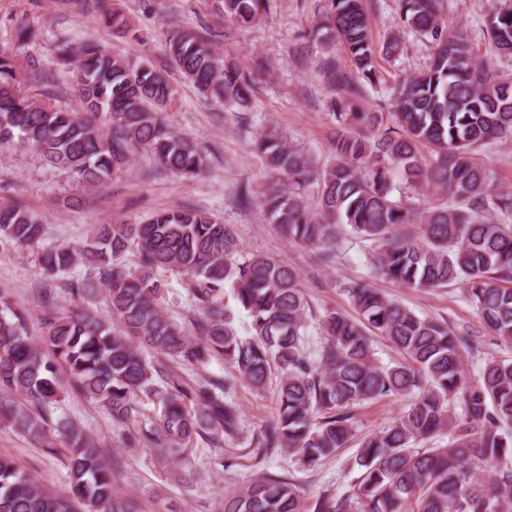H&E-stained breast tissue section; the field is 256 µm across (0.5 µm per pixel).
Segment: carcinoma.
<instances>
[{"instance_id": "obj_1", "label": "carcinoma", "mask_w": 512, "mask_h": 512, "mask_svg": "<svg viewBox=\"0 0 512 512\" xmlns=\"http://www.w3.org/2000/svg\"><path fill=\"white\" fill-rule=\"evenodd\" d=\"M327 2L316 32L339 40L347 54L344 61L324 52L320 61L334 161L318 167L275 131L259 134L253 145L271 172L261 206L288 239L318 248L325 264L336 260L341 236L367 243L369 278L347 286L362 320L326 313L315 361L304 347L307 301L297 272L263 255L241 257L232 225L189 206L158 212L143 224H97L84 245L46 249L41 263L51 278L79 263L98 269V281L72 280L69 288L80 295L104 286L112 322L49 315L39 343L26 332L25 310L0 296V392L24 399L0 409L17 429L43 438L65 368L72 391L108 406L128 446L178 456L203 442L224 449V467L232 468L239 455L224 443L240 425L229 396L233 383L183 372L222 358L257 389L276 377V417L252 454L285 452L308 471L352 440L349 406L411 397L388 429L359 444L355 464L363 473L352 493L322 495L308 505L294 479L266 471L225 496L224 512H512V467L504 464L512 460V359L489 360L472 382L464 371L466 337L386 298L370 282L377 275L408 288L459 284L485 326L512 342V192L489 193L490 172L475 158L483 145L512 139V80L476 60L448 29L446 0H400V25L431 43L432 55L394 87V124L387 126L383 113L366 111L361 100L366 86L384 81L377 56L396 53L399 41L376 44L363 0ZM92 7L113 34L139 38L108 0H93ZM217 8L228 22L246 27L267 15L270 0H217ZM16 34L22 45L41 39L24 17L16 20ZM487 36L492 54L512 56V6L487 22ZM54 54L76 70L81 108L56 103L55 69L24 64L17 52L1 48L0 146L16 141L91 188L141 150L179 177L205 172L199 145L166 122L175 94L168 72L92 41L59 39ZM167 54L184 79L227 110L249 108L255 76L266 69L260 57L241 67L177 20L168 25ZM399 178L453 205L421 210L394 195ZM42 229L41 219L23 207L0 205V237L15 247L32 245ZM133 246L136 272L119 262ZM158 269L185 277L201 310L192 322L196 336L163 313ZM227 288L251 317L248 338L230 323ZM369 331L387 337L404 361L376 366ZM146 349L156 360L145 357ZM142 394L160 412L150 426L133 430ZM441 434L446 444L416 447ZM63 435L64 448L49 440L43 446L66 459L73 496L89 512H129L112 494L121 458L75 427H63ZM0 512L73 509L1 456Z\"/></svg>"}]
</instances>
